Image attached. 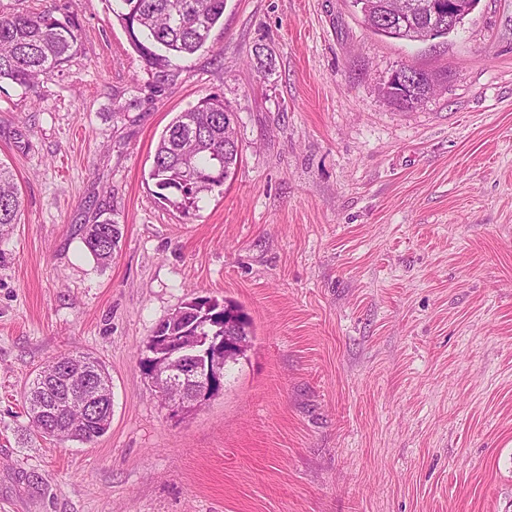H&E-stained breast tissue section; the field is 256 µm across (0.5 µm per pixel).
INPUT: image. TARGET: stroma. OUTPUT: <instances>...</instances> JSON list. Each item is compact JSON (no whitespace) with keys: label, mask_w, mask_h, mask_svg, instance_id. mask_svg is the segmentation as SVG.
<instances>
[{"label":"stroma","mask_w":512,"mask_h":512,"mask_svg":"<svg viewBox=\"0 0 512 512\" xmlns=\"http://www.w3.org/2000/svg\"><path fill=\"white\" fill-rule=\"evenodd\" d=\"M71 16L77 52L0 82V161L22 216L0 238V512H512V0L447 36L370 30L352 0H227L168 82L108 0H0ZM409 66L435 94L381 89ZM211 94L241 158L183 215L149 178L172 119ZM120 225L109 264L84 248ZM229 300L253 343L171 417L139 368L155 327ZM112 378L92 443L30 424L51 357ZM415 72H417L418 77L415 84V91L410 97L403 100H395L391 98L388 91L383 89L384 94L393 104L397 105L398 107L413 108L417 104L421 103L424 99H426L434 91L436 84L432 76L421 70ZM122 236L120 225L110 218H105L85 227L82 242L90 254L105 263L119 247Z\"/></svg>","instance_id":"1"}]
</instances>
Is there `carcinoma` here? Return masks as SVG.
<instances>
[{"label": "carcinoma", "mask_w": 512, "mask_h": 512, "mask_svg": "<svg viewBox=\"0 0 512 512\" xmlns=\"http://www.w3.org/2000/svg\"><path fill=\"white\" fill-rule=\"evenodd\" d=\"M116 19L128 34L131 45L152 77L165 79L174 60L195 54L206 47L211 33L224 17L225 0H114ZM367 25L377 34L413 41L449 34L442 21L415 7L410 13L390 18L389 7H402L398 0H354ZM78 29L73 19L57 17L50 10L0 14V81L9 80L31 87L46 71L59 66L76 50ZM435 88V80L417 72L414 93L392 100L401 108H413ZM237 122L236 112L224 99L211 95L192 108L178 113L162 133L153 158L149 178L157 196L188 214L198 208L201 195L224 185L239 163V145L224 138V125ZM194 140L191 163L198 174L195 188H182V152ZM21 192L14 174L0 162V236L18 223ZM122 239L115 221L105 218L85 227L82 242L86 250L104 263L112 257ZM238 322L245 336L252 334L247 313L235 304L224 303V319ZM82 363L98 380L94 409L67 403L63 385L55 378L71 363ZM32 426L43 436L59 441L91 443L104 435L111 424L107 407L112 403V381L105 367L89 355H60L38 372L24 394ZM51 408L50 420L36 412L42 401Z\"/></svg>", "instance_id": "obj_1"}]
</instances>
